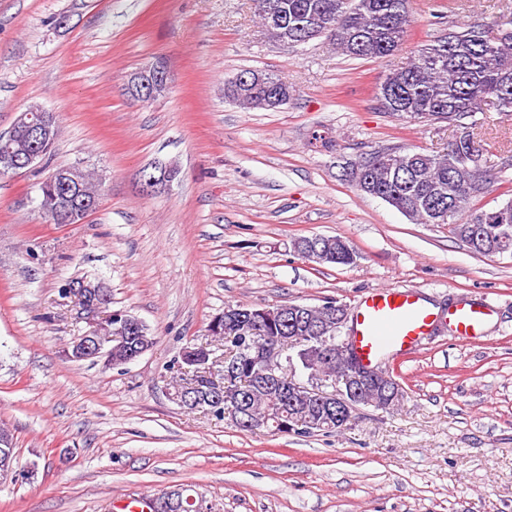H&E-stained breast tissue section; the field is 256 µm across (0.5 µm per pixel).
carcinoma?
I'll list each match as a JSON object with an SVG mask.
<instances>
[{
	"mask_svg": "<svg viewBox=\"0 0 512 512\" xmlns=\"http://www.w3.org/2000/svg\"><path fill=\"white\" fill-rule=\"evenodd\" d=\"M272 11L281 13L278 23L265 12H256L259 27L270 41L289 44L292 37L303 33L308 21L329 23L340 17L342 24L325 30V38L336 51L351 58L372 59L387 63L380 84L378 100L383 111L409 122H478L476 116L494 110L512 112V29L500 30L480 22L451 25L435 40L411 51L405 60L398 57L405 49L411 26L409 0H264ZM295 92L294 86L278 74L264 73L260 84L224 83V99L247 109L273 110L274 97ZM32 144L20 134H0V153L28 151ZM465 142L454 149L436 152L388 148L375 151L350 163L347 169L357 174L352 180L362 193L379 198L418 224H434L432 211L448 207L451 217L446 221L449 231L472 252L483 256H512V199L490 209L477 207L475 201L485 196L502 173L512 167V155L495 161L484 159L479 167L469 164ZM56 177L51 173L39 185V208L48 221L54 220L47 203L46 188ZM296 255L312 253L309 262L318 265H350L356 255L349 242L340 236L312 235L292 242ZM232 312L219 317V330L213 337L233 347L234 356L251 355L254 343L261 336H284L283 325L274 317L259 326L248 323L251 307L230 306ZM295 360L306 361L328 380L334 381L344 370L338 356L322 358L311 343L291 348ZM187 370L180 372L173 385L178 389L193 387L197 407H209L224 414V407L212 403L213 382L207 371L183 361ZM397 383L390 372L364 395V404L394 409L404 392L391 399L386 387ZM224 397L234 398L238 391L253 390L250 396L248 426L237 425L242 432L267 429L282 432L288 422L295 432L308 434L303 420L318 419L319 431H336V416L325 415L313 403L293 404L276 389H252L242 379H224ZM10 453L7 462L0 461V480L17 476L18 456L14 437L0 428V455ZM181 502L179 512H204L203 504L174 489Z\"/></svg>",
	"mask_w": 512,
	"mask_h": 512,
	"instance_id": "1",
	"label": "carcinoma"
}]
</instances>
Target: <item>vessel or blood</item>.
Wrapping results in <instances>:
<instances>
[{
	"mask_svg": "<svg viewBox=\"0 0 512 512\" xmlns=\"http://www.w3.org/2000/svg\"><path fill=\"white\" fill-rule=\"evenodd\" d=\"M494 310L488 303L460 299L447 311L431 307L416 288H372L357 302L351 323L356 352L365 365L379 368L412 351L425 336L444 326L465 342L484 333Z\"/></svg>",
	"mask_w": 512,
	"mask_h": 512,
	"instance_id": "1",
	"label": "vessel or blood"
}]
</instances>
